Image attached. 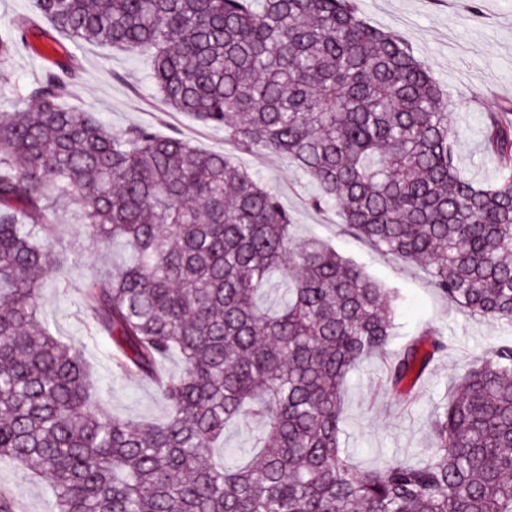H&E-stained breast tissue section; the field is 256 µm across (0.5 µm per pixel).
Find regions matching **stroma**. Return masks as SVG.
Here are the masks:
<instances>
[{"instance_id": "obj_1", "label": "stroma", "mask_w": 512, "mask_h": 512, "mask_svg": "<svg viewBox=\"0 0 512 512\" xmlns=\"http://www.w3.org/2000/svg\"><path fill=\"white\" fill-rule=\"evenodd\" d=\"M475 2L481 8L477 14L471 10ZM357 4L371 25L404 35L435 79L453 91V119L463 132L458 146L460 168L473 180H494L496 162L482 147V131L487 113L512 104V0H357ZM45 45L43 36L31 33L27 44L0 66V112L12 111L21 93L41 77L47 66L40 55ZM75 55L78 70L64 99L66 106L97 113L115 132L148 126L161 135L181 136L200 150L226 153L279 196L293 218L296 239H321L400 291L399 329L390 351H397L426 327L445 336L447 351L420 379L410 400H398L382 387L387 360L379 356L359 363L344 391L341 442L355 460L371 465L404 459L428 447L436 406L486 351L512 343V327L460 308L433 287L423 265L380 255L352 236L335 211L309 206L318 187L277 156L226 149L223 129L168 109L155 93L146 56L98 45L77 49ZM129 257V248L119 240L106 248H76L64 275L47 279L42 304L51 331L65 343L83 346L108 412L133 421L160 422L167 414L164 401L150 383L115 372L112 343L106 336L93 334L82 304L85 282L106 263L121 265ZM0 482L24 499L28 512H51V494L28 472L2 469Z\"/></svg>"}]
</instances>
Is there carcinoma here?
I'll return each mask as SVG.
<instances>
[{
  "label": "carcinoma",
  "mask_w": 512,
  "mask_h": 512,
  "mask_svg": "<svg viewBox=\"0 0 512 512\" xmlns=\"http://www.w3.org/2000/svg\"><path fill=\"white\" fill-rule=\"evenodd\" d=\"M39 24L75 48L149 55L164 104L286 159L319 187L313 206L512 325V107L483 129L496 180L464 176L452 91L356 0H30L0 26L1 64ZM74 76L48 70L0 113V469L39 477L54 512H512L511 344L436 407L418 461L360 464L341 446L344 384L388 350L398 290L296 241L279 197L225 155L64 106ZM63 202L91 242L134 255L90 278L83 305L116 371L157 387L160 423L108 418L82 350L49 329L44 277L70 263ZM446 349L421 332L383 388L407 396ZM172 354L177 376L160 371ZM242 420L257 455L216 463ZM0 512L27 510L0 487Z\"/></svg>",
  "instance_id": "carcinoma-1"
}]
</instances>
